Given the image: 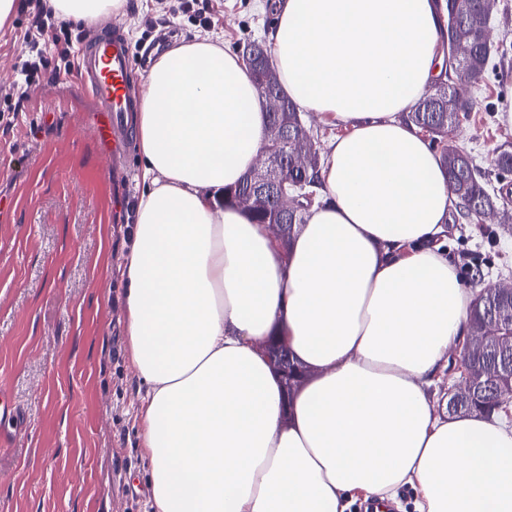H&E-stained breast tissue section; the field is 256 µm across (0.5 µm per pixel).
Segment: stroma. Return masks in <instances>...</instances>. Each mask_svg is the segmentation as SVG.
Wrapping results in <instances>:
<instances>
[{
  "instance_id": "obj_1",
  "label": "stroma",
  "mask_w": 512,
  "mask_h": 512,
  "mask_svg": "<svg viewBox=\"0 0 512 512\" xmlns=\"http://www.w3.org/2000/svg\"><path fill=\"white\" fill-rule=\"evenodd\" d=\"M275 0H125L113 21L131 53L156 36L177 46L205 32L240 53L267 40ZM32 0H18L0 30V512H151L141 450L144 395L126 336L125 278L131 229L145 188L137 146L128 179L112 176L108 118L75 75L45 51L26 99L17 63L33 28ZM496 67L482 102L454 137L495 180L492 159L512 146V0L491 11ZM445 247L471 288L512 282V209L481 224L449 221Z\"/></svg>"
}]
</instances>
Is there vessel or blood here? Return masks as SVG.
Instances as JSON below:
<instances>
[{"mask_svg": "<svg viewBox=\"0 0 512 512\" xmlns=\"http://www.w3.org/2000/svg\"><path fill=\"white\" fill-rule=\"evenodd\" d=\"M77 74L100 111L111 114L113 143H122L123 123L132 110L134 65L125 38L109 21H100L81 44Z\"/></svg>", "mask_w": 512, "mask_h": 512, "instance_id": "vessel-or-blood-1", "label": "vessel or blood"}]
</instances>
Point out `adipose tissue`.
<instances>
[{
  "label": "adipose tissue",
  "instance_id": "adipose-tissue-1",
  "mask_svg": "<svg viewBox=\"0 0 512 512\" xmlns=\"http://www.w3.org/2000/svg\"><path fill=\"white\" fill-rule=\"evenodd\" d=\"M49 4L84 23L123 0ZM438 22L434 0H278L286 94L345 130L285 251L218 203L266 141L239 57L197 35L148 73L125 278L153 512H348L405 487L416 512H512V428L430 393L473 302L442 247L448 178L396 119L436 73ZM270 336L308 372L294 395L255 349Z\"/></svg>",
  "mask_w": 512,
  "mask_h": 512
}]
</instances>
